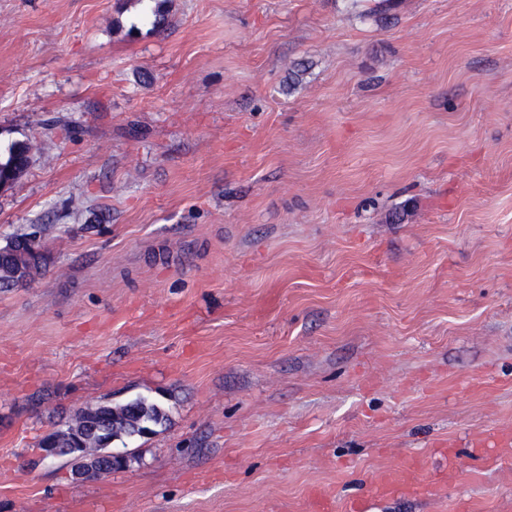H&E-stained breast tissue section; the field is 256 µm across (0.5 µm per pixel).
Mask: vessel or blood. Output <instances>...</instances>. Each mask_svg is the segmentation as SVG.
Wrapping results in <instances>:
<instances>
[{
    "label": "vessel or blood",
    "instance_id": "obj_1",
    "mask_svg": "<svg viewBox=\"0 0 512 512\" xmlns=\"http://www.w3.org/2000/svg\"><path fill=\"white\" fill-rule=\"evenodd\" d=\"M447 459V468L429 469L417 461L385 472L379 479L365 481L363 492L346 500L345 512H368L372 501H390L399 498H438L445 491L448 473L457 472L455 449L441 450Z\"/></svg>",
    "mask_w": 512,
    "mask_h": 512
}]
</instances>
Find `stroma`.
<instances>
[{
    "label": "stroma",
    "instance_id": "stroma-1",
    "mask_svg": "<svg viewBox=\"0 0 512 512\" xmlns=\"http://www.w3.org/2000/svg\"><path fill=\"white\" fill-rule=\"evenodd\" d=\"M0 0V512H512V0ZM147 394L171 423L78 481L40 440ZM29 146L25 143H12L2 150L0 146V180L14 181L25 169L17 170V162L27 160ZM40 233H41V228L36 226L34 231H32V232L23 233V234H19V235H15V236L11 237L10 240L7 241L5 246H13V245L19 246L21 243L28 242L30 239H36ZM27 247H28V250L30 253H32V254L38 253V250L36 247V242H34V241L28 242ZM42 266H43V255L40 252L36 256L33 257V267L35 270V276L30 282L34 281L36 279V277L41 274ZM30 282H27V283H30ZM27 283H24V284H27ZM443 460L448 458V466L444 469L429 470L417 461L411 460L405 466L386 471L379 479L367 480L356 495L346 500L345 512H368L372 501H390L399 498H438L445 491L448 472L462 479V472L457 467L458 452L453 448L440 449Z\"/></svg>",
    "mask_w": 512,
    "mask_h": 512
}]
</instances>
